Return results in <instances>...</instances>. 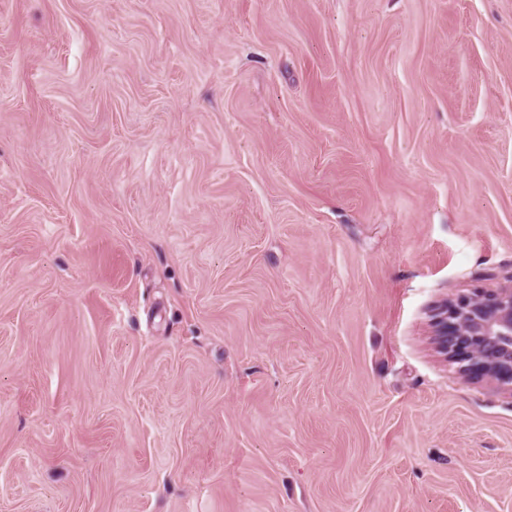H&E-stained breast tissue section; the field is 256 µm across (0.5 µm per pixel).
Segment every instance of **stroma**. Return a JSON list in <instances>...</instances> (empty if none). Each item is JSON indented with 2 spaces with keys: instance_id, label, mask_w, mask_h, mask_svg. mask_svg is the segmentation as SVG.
Wrapping results in <instances>:
<instances>
[{
  "instance_id": "1",
  "label": "stroma",
  "mask_w": 512,
  "mask_h": 512,
  "mask_svg": "<svg viewBox=\"0 0 512 512\" xmlns=\"http://www.w3.org/2000/svg\"><path fill=\"white\" fill-rule=\"evenodd\" d=\"M512 0H0V512H512ZM435 343L469 381L490 378L512 393V287L474 289L434 317Z\"/></svg>"
}]
</instances>
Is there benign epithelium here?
<instances>
[{
  "label": "benign epithelium",
  "mask_w": 512,
  "mask_h": 512,
  "mask_svg": "<svg viewBox=\"0 0 512 512\" xmlns=\"http://www.w3.org/2000/svg\"><path fill=\"white\" fill-rule=\"evenodd\" d=\"M434 328L438 349L467 380L490 378L512 393V287L478 288L447 302Z\"/></svg>",
  "instance_id": "benign-epithelium-1"
}]
</instances>
